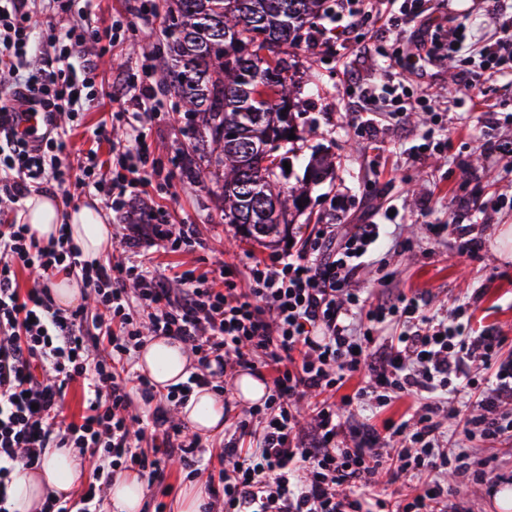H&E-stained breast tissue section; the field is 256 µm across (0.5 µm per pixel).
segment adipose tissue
I'll return each mask as SVG.
<instances>
[{
  "instance_id": "1",
  "label": "adipose tissue",
  "mask_w": 512,
  "mask_h": 512,
  "mask_svg": "<svg viewBox=\"0 0 512 512\" xmlns=\"http://www.w3.org/2000/svg\"><path fill=\"white\" fill-rule=\"evenodd\" d=\"M24 221L37 237L48 240L60 226H67L73 245L84 255H99L112 240V227L101 216L95 203L63 209L58 199L40 195L28 199ZM137 367L147 372L159 388L185 380L191 369L183 345L155 337L143 346ZM180 414L197 431L215 432L224 427V405L208 388H199L181 408ZM81 459L71 448L46 451L40 465L18 467L13 474L11 504L14 512H39L47 495L67 496L75 487L81 471Z\"/></svg>"
}]
</instances>
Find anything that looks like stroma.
Returning a JSON list of instances; mask_svg holds the SVG:
<instances>
[{"instance_id":"35a3bbf8","label":"stroma","mask_w":512,"mask_h":512,"mask_svg":"<svg viewBox=\"0 0 512 512\" xmlns=\"http://www.w3.org/2000/svg\"><path fill=\"white\" fill-rule=\"evenodd\" d=\"M339 0H327V15L317 24L318 41L297 50L298 72H310L311 85L303 94L298 124L303 138L289 154L296 174H303L314 150L333 157L336 177L310 189L309 207L287 240L273 246L239 238L233 225L220 223L210 189L187 181L181 166L190 149L182 113L173 109L175 100L166 97L168 110L156 118L147 142L157 165L172 173V181L157 178L146 196L148 202L167 210L173 223L192 225L197 244L193 251L156 252L154 261L165 272L189 267L198 271L228 270L239 283L247 281V267L255 260H271L302 249L325 224L350 232L360 224L380 225V237L353 279L354 287L371 292L373 299L390 294H423L431 309L447 313L465 308L467 331H494L506 336L504 359H512V258L504 259L502 233L512 228V75L493 76L488 91L502 114L493 119L484 112L470 111L457 116L454 104H444L427 119L410 115L404 124L381 123L375 134L362 130L344 96L355 69H362L371 83L385 80L383 61L358 64L352 41L337 39L334 32ZM128 0H95L84 21L92 28L118 25L126 44L146 46L156 54L163 41L164 17L154 22L128 20ZM435 14L462 24L467 38L447 64L420 63L405 71L402 61L410 46L406 39L389 35L375 18L363 19L358 33L378 40L403 78L412 97L426 88L440 89L453 83L458 70L476 65L479 50L495 41L499 31L512 19V0L490 8L486 0H437ZM85 56L93 60L100 75L90 108L76 116L61 115L62 124L72 127L64 162H75L79 150L97 148L107 156V145L94 142L93 131L109 118L112 69L98 45L90 43ZM435 126L447 137L443 150L415 155L425 124ZM393 209L383 220L385 209ZM465 214L479 247L470 254L459 250V232L453 223ZM363 374H355L343 389L353 396L352 409L358 419L376 428L399 419L415 403L405 396L390 405L374 409L356 398L363 386ZM166 491L145 492L140 512H178L180 496L189 488L205 486L206 479L172 464L167 470Z\"/></svg>"}]
</instances>
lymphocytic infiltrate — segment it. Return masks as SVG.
<instances>
[{
	"label": "lymphocytic infiltrate",
	"mask_w": 512,
	"mask_h": 512,
	"mask_svg": "<svg viewBox=\"0 0 512 512\" xmlns=\"http://www.w3.org/2000/svg\"><path fill=\"white\" fill-rule=\"evenodd\" d=\"M389 22L412 33L413 62L456 51L464 34L448 31L447 43L432 32V0H405ZM36 14L31 0H0V68L12 83L0 102V200L19 206L32 189L52 186L63 196L72 189L108 198L113 212L128 213L157 176L149 166L146 130L164 104L154 93L155 68L142 59L135 72L120 73L112 121L97 127L96 141L112 145L110 161L96 150L63 163L68 132L56 127L39 144L17 133L24 117L16 102L37 100L48 112H80L91 102L99 72L84 57L97 32L77 22L60 32L56 52L31 46ZM512 63V25L494 44L483 46L478 68L459 74L450 97L457 106L496 112L484 84ZM350 95L361 112H385L402 120L412 110L398 85L376 90L355 75ZM126 128L128 140L112 138V125ZM135 227L150 245L170 252L190 246L191 225L170 224L160 208L137 217ZM335 225L317 241L273 262L253 261L248 285L233 279L216 284L193 269L162 274L149 255L128 254L111 263L83 256L67 234L39 241L29 225H0V512H11L9 485L18 465L40 463L46 449L77 448L94 463L110 458L112 468L137 471L148 487H162L167 461L201 471L206 445L172 421V407L185 393L211 386L225 366L264 373L272 385L264 402L235 424L218 455L217 486L224 512H364V496L381 464L393 478L414 487L397 512H468L463 485L497 481V459L489 454L470 463L442 439L444 419L456 416L453 400L474 398L476 412L466 434L491 444L512 437V361L502 358L504 337L488 331L470 336L463 310L452 316L428 312L419 296H397L377 304L352 288L359 261L379 237V227L362 224L340 245ZM35 273L37 284L21 289L19 271ZM81 275L84 288L103 312L56 307L55 275ZM400 327L381 335L387 323ZM189 346L197 359L186 382L158 394L133 359L144 331ZM373 379L369 398L378 407L417 395L422 403L409 417L383 429L346 425L343 412L353 399L342 389L358 371ZM80 383L86 403L80 418L66 420L65 390ZM326 394L310 429H300L293 403L301 393ZM147 405L146 431L131 433L132 398ZM252 439L250 449L239 440Z\"/></svg>",
	"instance_id": "1"
}]
</instances>
